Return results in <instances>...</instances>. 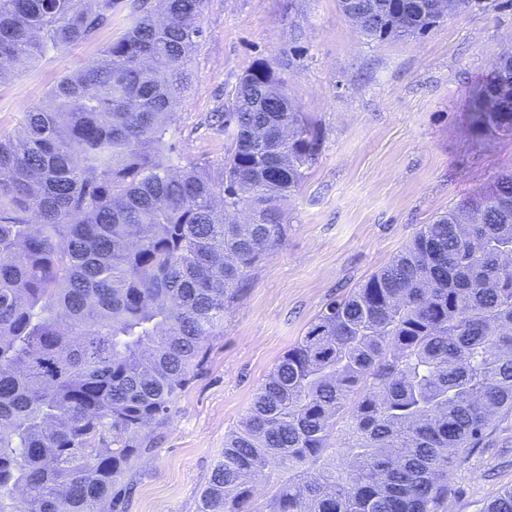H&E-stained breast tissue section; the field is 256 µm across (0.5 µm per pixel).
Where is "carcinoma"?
I'll return each mask as SVG.
<instances>
[{
    "mask_svg": "<svg viewBox=\"0 0 512 512\" xmlns=\"http://www.w3.org/2000/svg\"><path fill=\"white\" fill-rule=\"evenodd\" d=\"M441 0H339L371 40L424 35ZM204 0L130 3L101 56L0 134V512H125L155 444L284 204L320 150L259 62L218 115V172L166 134L204 37ZM124 0H0V78L112 25ZM469 131L512 137V53L475 89ZM512 171L418 231L325 306L278 361L198 512H439L448 471L512 410ZM486 512H512V487Z\"/></svg>",
    "mask_w": 512,
    "mask_h": 512,
    "instance_id": "obj_1",
    "label": "carcinoma"
}]
</instances>
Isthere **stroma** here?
I'll list each match as a JSON object with an SVG mask.
<instances>
[{
    "label": "stroma",
    "instance_id": "35a3bbf8",
    "mask_svg": "<svg viewBox=\"0 0 512 512\" xmlns=\"http://www.w3.org/2000/svg\"><path fill=\"white\" fill-rule=\"evenodd\" d=\"M128 23L118 14L90 40L0 80V132L64 75L81 69ZM192 83L169 133L171 162L217 163L228 148L210 117L239 77L268 62L307 112L320 153L285 205L288 232L247 273L224 327L179 394L150 452L122 483L126 512H198L224 437L258 386L332 299L386 265L423 227L512 170V138L472 137L471 96L512 50V6L471 0L418 38L367 39L338 0H205ZM442 512H484L512 487V412L499 414L461 467Z\"/></svg>",
    "mask_w": 512,
    "mask_h": 512
}]
</instances>
